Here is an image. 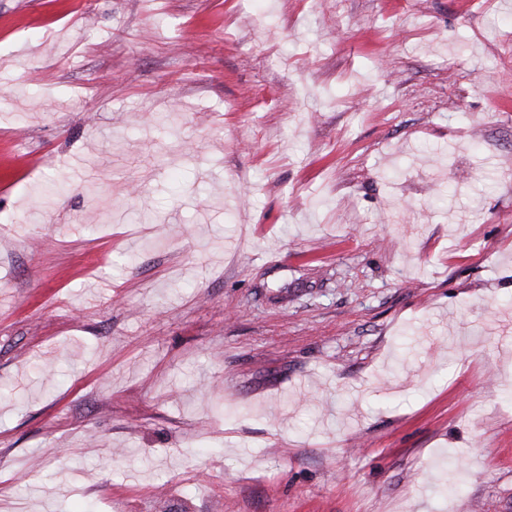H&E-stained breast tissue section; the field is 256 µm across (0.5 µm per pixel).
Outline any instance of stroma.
<instances>
[{"mask_svg": "<svg viewBox=\"0 0 512 512\" xmlns=\"http://www.w3.org/2000/svg\"><path fill=\"white\" fill-rule=\"evenodd\" d=\"M0 512H512V0H0Z\"/></svg>", "mask_w": 512, "mask_h": 512, "instance_id": "obj_1", "label": "stroma"}]
</instances>
